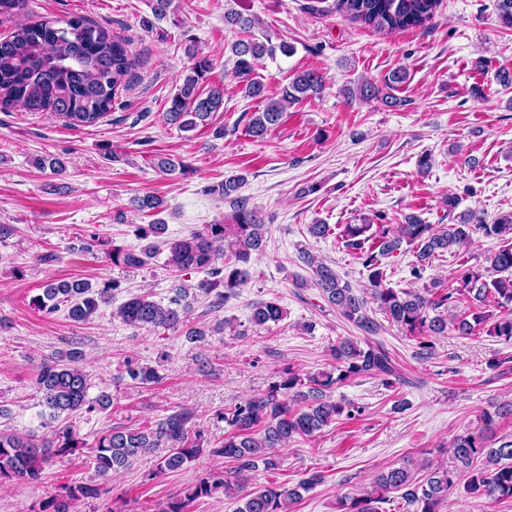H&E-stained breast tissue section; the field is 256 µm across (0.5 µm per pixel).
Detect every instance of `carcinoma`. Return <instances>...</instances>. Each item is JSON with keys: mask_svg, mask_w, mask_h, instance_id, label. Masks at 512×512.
<instances>
[{"mask_svg": "<svg viewBox=\"0 0 512 512\" xmlns=\"http://www.w3.org/2000/svg\"><path fill=\"white\" fill-rule=\"evenodd\" d=\"M28 0H0V22L16 20L10 35L0 39V109H19L23 112H50L71 128L92 126L110 112L120 88L126 86L138 66L126 39L112 34L109 28L82 16H73L58 25L56 20L28 23L18 17L26 14ZM439 0H335L334 8L344 18L380 31H396L421 27L434 17ZM255 19L237 10L224 12V25L247 30ZM236 58L235 74L243 79L244 94L264 103L262 111L254 113L248 125L250 136L264 138L282 119L287 107L308 98L319 97L326 84L325 75L316 69L293 74L288 85L277 95L269 94L266 85L252 77L253 64L268 48L253 40L239 39L231 44ZM191 65L167 109V120L182 130H191L197 122L206 121L223 103V90L217 86L208 93L200 87L213 69V61L195 50L188 51ZM407 71L398 69L384 80V87L367 81L359 88V96L380 99L389 106H399L402 100L392 94L397 85L406 82ZM245 178L230 176L220 185L209 188L235 202L232 224H205L187 238L165 239L167 225L156 221L139 225L135 230L138 244L114 246L108 252L112 265L123 269H140L156 253L157 245L167 246L166 260L175 272L202 269L208 278L197 289L213 296V303L224 301L239 293L244 285L248 264L253 254L263 249L264 224L257 213L237 196ZM142 212L157 211L164 201L155 195L133 199ZM346 224L340 237L344 247L361 261L373 286V300L388 323L421 337L420 347L430 351L428 338L448 330L447 319L437 313L450 307L457 297L466 295L473 302L471 318L453 321V330L462 336L482 333L512 341V215H504L487 224L470 213L457 224L436 230L417 216L406 223L391 226ZM480 234L501 241L498 250L485 258L486 265L464 266L456 277L457 286L444 293L432 288L396 291L384 285L382 259L406 244L413 247L416 264L410 274L416 279L436 255L459 249L473 236ZM304 262L313 272V286L318 288L328 304L342 317L353 322L368 336L376 334L379 324L368 315L367 301L335 270L309 253ZM121 282L106 280L94 286L88 281L52 282L33 300L36 309L53 313L64 305L74 322L91 320L100 306L112 302ZM173 296L164 305L148 294H133L118 308V315L135 328L175 330L183 323L188 305L182 304L190 288L177 281ZM497 304L506 312L493 316L487 304ZM250 323L267 328L284 318L283 308L274 300L255 301L250 305ZM336 367L316 375L301 376L293 368L285 369L268 390L254 395L224 411L222 418L231 428L224 443L211 449L234 466L223 472L197 479L169 498L162 512H192L194 503L222 490L240 492L236 512H288V506L302 498L323 481L313 472L292 487L284 484L248 488L250 472L264 467L275 470L281 461L274 451L297 438H311L336 420L352 421L362 416L365 408L342 398L330 399L327 392L355 378L379 377L387 385L401 381L398 369L389 353L370 340L360 346L344 339L332 349ZM81 352L71 351L44 360L34 381V389L42 405L50 410L53 420L64 423L51 436L36 439L0 432V484L23 481L38 484L44 465L53 459H64L86 448L74 425L68 419L84 410L105 411L112 407V394L106 391L89 397L88 374L78 366ZM126 374L144 387L159 383L161 375L148 365L129 359ZM512 414V404L486 410L479 427L456 436L450 446V464L417 475L418 469L407 462L388 467L375 478L372 489L358 496L338 501L339 512H379L377 504L389 500L388 494L401 493L413 512H440L448 488L458 478L466 476L467 491L472 497L492 503L512 501V441L498 447L489 444L488 433L497 419ZM192 415L176 410L152 424L138 428H112L100 434L88 451L89 463L95 474L107 479L131 466L133 460L150 448L165 447L168 453L157 464V472H178L185 469L203 450L204 440L192 430ZM481 466H474L475 461ZM101 493L98 484L61 486V493L43 504L42 512H70L71 504L82 499L96 498Z\"/></svg>", "mask_w": 512, "mask_h": 512, "instance_id": "1", "label": "carcinoma"}]
</instances>
